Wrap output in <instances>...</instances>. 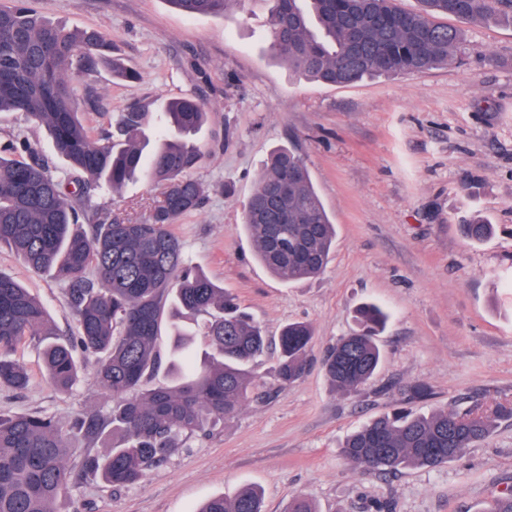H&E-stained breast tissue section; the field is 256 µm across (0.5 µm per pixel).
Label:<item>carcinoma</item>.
<instances>
[{"mask_svg": "<svg viewBox=\"0 0 512 512\" xmlns=\"http://www.w3.org/2000/svg\"><path fill=\"white\" fill-rule=\"evenodd\" d=\"M268 5L272 49L292 71L328 86L366 77L399 75L461 63V29L437 21L512 25V0H419L404 10L394 0H261ZM189 17L225 15L242 0H169ZM95 29L68 30L14 0L0 8V113L21 112L47 129L69 175H55L29 145L0 147V245L29 267L66 284L78 335L39 341L40 356L57 387L79 379L76 350L97 356L99 387L112 397L105 413L78 416L68 435L40 413H0V512H53L79 477H99L113 487L143 480L147 469L183 448V441L235 418L251 399L248 366L267 348L262 329L235 298L186 264L170 225L196 209L202 185L187 176L201 154L194 139L206 123L203 104L175 98L155 110L128 107L93 137L75 104L74 81L109 51ZM292 173L288 193L275 195ZM164 185L145 223L125 224L109 212L85 211L71 178L119 190L139 176ZM244 228L259 262L285 283L320 275L330 260L336 227L304 160L288 147L274 149L245 207ZM473 244L487 241L494 225L474 218L459 225ZM206 317L211 352L197 360L183 345L172 386L147 387L159 362L158 336L170 301ZM388 319L375 303L355 311L356 330L324 356L333 387L347 392L367 385L382 353L377 335ZM42 303L14 277L0 271V385L22 389L18 345L47 336ZM313 340L302 322L278 337L276 380L296 382L305 373ZM512 408L483 411L397 409L348 435L342 453L355 469L393 473L434 468L461 457L485 440ZM112 439L94 451L90 445ZM197 512H264L260 491L246 488L217 496ZM480 512H512V494Z\"/></svg>", "mask_w": 512, "mask_h": 512, "instance_id": "carcinoma-1", "label": "carcinoma"}]
</instances>
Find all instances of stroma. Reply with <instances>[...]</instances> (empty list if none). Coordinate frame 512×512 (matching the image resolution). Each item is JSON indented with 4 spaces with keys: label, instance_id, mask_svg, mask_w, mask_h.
<instances>
[{
    "label": "stroma",
    "instance_id": "stroma-1",
    "mask_svg": "<svg viewBox=\"0 0 512 512\" xmlns=\"http://www.w3.org/2000/svg\"><path fill=\"white\" fill-rule=\"evenodd\" d=\"M53 22L99 28L112 53L140 75L113 78L106 64L74 82L75 101L95 132L137 102L193 96L208 120L196 140L204 159L190 176L205 189L201 208L171 225L185 259L235 295L263 328L267 352L249 370L251 401L232 422L192 437L147 470L141 484L115 488L86 478L60 496L56 512H194L218 495L261 489L266 512L294 497L318 512H480L512 492V416L460 458L437 468L358 471L342 456L344 438L403 403L406 386L431 394L411 410L512 407V26H463V62L398 76L326 86L298 76L269 49L265 9L191 18L168 0H31ZM28 142L53 173L66 167L45 127L19 112L0 114V146ZM304 158L333 223L325 272L285 283L258 261L244 231V206L273 149ZM161 184L145 179L112 192L88 187L89 212L146 220ZM477 217L495 226L480 245L459 226ZM0 271L44 305L54 337L77 333L65 286L8 248ZM382 305V364L360 390H336L322 368L326 350L355 326L356 308ZM314 330L311 364L294 384H272L280 329ZM199 319L168 305L159 345L171 358L177 332L204 352ZM25 390L0 387V411H38L68 426L83 410L112 404L96 381V361L78 354L80 378L57 390L33 344L19 347Z\"/></svg>",
    "mask_w": 512,
    "mask_h": 512
}]
</instances>
